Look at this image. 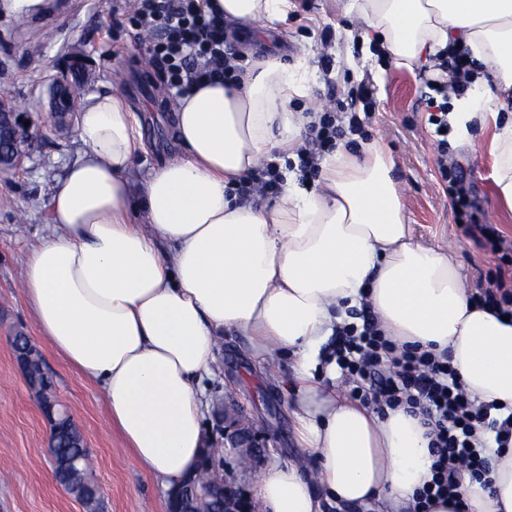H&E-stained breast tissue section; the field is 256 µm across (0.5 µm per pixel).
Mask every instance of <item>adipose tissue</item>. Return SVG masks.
I'll use <instances>...</instances> for the list:
<instances>
[{
  "mask_svg": "<svg viewBox=\"0 0 512 512\" xmlns=\"http://www.w3.org/2000/svg\"><path fill=\"white\" fill-rule=\"evenodd\" d=\"M225 18L284 27L293 0H211ZM363 63H399L461 46L488 64L472 91L449 93L458 144L512 100V0H348ZM312 72L271 56L240 85L194 89L167 113L176 151L145 178L141 121L126 97H91L77 117L83 151L49 197L50 232L27 253L21 281L33 320L83 378L100 383L111 426L139 466L170 485L200 462L203 403L196 384L217 364L225 330L256 356H287L294 462L261 471L263 512H324L384 504L410 512L432 478L427 428L379 415L336 390L321 348L349 310L369 301L398 343L447 353L466 390L512 409V321L477 307L452 252L416 243L375 143L320 162L312 189L285 173L272 208L238 200L232 182L279 155L294 158ZM493 180L512 209V116L491 140ZM431 512H512V447L487 479L464 477L459 497Z\"/></svg>",
  "mask_w": 512,
  "mask_h": 512,
  "instance_id": "adipose-tissue-1",
  "label": "adipose tissue"
}]
</instances>
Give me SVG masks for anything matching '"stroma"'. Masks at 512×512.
I'll list each match as a JSON object with an SVG mask.
<instances>
[{"label": "stroma", "instance_id": "1", "mask_svg": "<svg viewBox=\"0 0 512 512\" xmlns=\"http://www.w3.org/2000/svg\"><path fill=\"white\" fill-rule=\"evenodd\" d=\"M297 15L288 28L267 30L249 38L248 58L260 59L276 48L286 60L306 56L316 63L319 34H335L333 70L316 73L310 97L327 91V79L353 86L366 81L375 88L376 111L367 128L393 159L392 178L400 192L415 241L453 247L468 285H475L492 267L491 256L464 240L444 180L436 164L437 136L428 121L425 102L432 91L423 79L428 66L381 60L379 66L356 70L350 64L360 50L346 38L360 31L345 13L346 0H297ZM129 0H43L35 11L21 14L0 4V93L29 120L39 140L21 166L0 172V512H84L51 475L48 427L14 359L12 338L26 332L41 352L59 400L71 412L92 456L91 476L103 494L107 512H168V491L135 461L121 435L110 428L100 386L71 368L39 334L24 296L20 268L28 250L50 222L49 196L82 151L75 128L57 132L50 97L60 64L83 58L87 67L85 96L122 92L135 111L154 116L160 104H173L175 93L146 64L144 39L123 20ZM490 131L474 129L471 143L449 148L450 159L467 171L474 198L492 223L512 237V212L499 203L493 183V162L486 145ZM220 369L204 377L209 407L204 425L209 447L224 472L240 475L247 496H254L263 467L287 464L299 454L286 394L275 379L291 373L289 359L263 361L252 355L248 340L235 331L224 334ZM233 402L258 421L267 446L249 466L224 446L219 417Z\"/></svg>", "mask_w": 512, "mask_h": 512}]
</instances>
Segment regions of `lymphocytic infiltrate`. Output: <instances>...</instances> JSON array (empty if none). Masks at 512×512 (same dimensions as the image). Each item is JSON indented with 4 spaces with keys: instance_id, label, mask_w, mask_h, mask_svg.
<instances>
[{
    "instance_id": "lymphocytic-infiltrate-1",
    "label": "lymphocytic infiltrate",
    "mask_w": 512,
    "mask_h": 512,
    "mask_svg": "<svg viewBox=\"0 0 512 512\" xmlns=\"http://www.w3.org/2000/svg\"><path fill=\"white\" fill-rule=\"evenodd\" d=\"M132 18L148 35L150 63L177 94L193 87L240 81L246 67L236 44L238 33L229 31L222 15L206 11L204 0H135ZM442 80L434 81L427 105L430 124H448V91L468 89L477 63L465 51L440 55ZM321 109L307 124L303 144L296 151L295 168L307 183L319 172V161L350 135L362 134L364 119L376 107L372 87L365 82L340 91L329 85ZM436 159L447 183L465 239L494 260L484 280L471 295L479 306L512 317V239L487 221L476 205L462 166L448 159V141L439 139ZM282 172L276 161L239 180L236 194L243 200L277 193ZM351 320L336 330L332 360L340 368L354 400L377 413L397 408L422 418L428 428L433 477L417 491L412 512H429L433 500L457 495L463 474L482 479L490 472L492 447L512 446V414L492 416L491 405L466 391L447 353L418 345H398L382 332L369 305L352 310ZM493 434V443L480 432Z\"/></svg>"
}]
</instances>
